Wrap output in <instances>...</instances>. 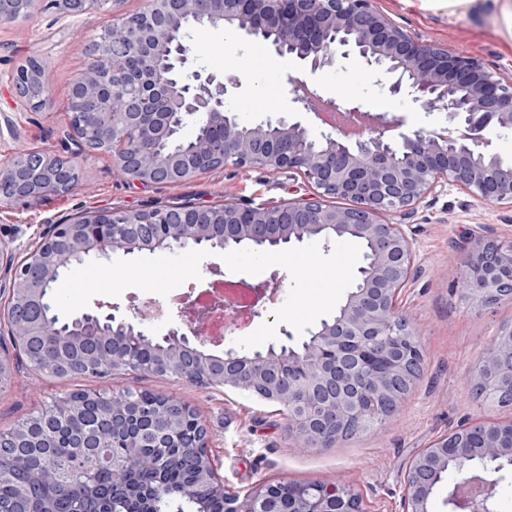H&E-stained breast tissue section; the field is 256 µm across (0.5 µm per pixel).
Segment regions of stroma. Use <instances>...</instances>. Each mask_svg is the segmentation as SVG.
<instances>
[{
  "label": "stroma",
  "instance_id": "35a3bbf8",
  "mask_svg": "<svg viewBox=\"0 0 512 512\" xmlns=\"http://www.w3.org/2000/svg\"><path fill=\"white\" fill-rule=\"evenodd\" d=\"M143 0H114L111 11L66 18L37 0L25 21L0 25V165L23 149L68 158L62 145L69 132L66 106L71 84L88 62V45L120 16L139 11ZM373 8L421 40L480 60L503 80L512 79V0H372ZM224 27H195L189 38L196 51L186 71L235 75L240 86L224 107L250 125L281 117L315 127L312 114L297 108L292 79L314 84L327 99L343 97L386 117H404L407 129L447 126L443 110L425 111L412 96L395 94L387 77L376 74L358 54L331 67L309 72L303 62L279 57L257 40H226ZM36 57L48 66L50 104L33 110L17 94L14 69ZM272 69H264V62ZM77 184L69 192L0 209V240L26 245L44 225L66 223L91 210H141L163 206L238 202L277 204L307 196L312 187L297 173H272L260 167L232 166L180 184H146L114 171L111 154L90 152L76 160ZM412 240L413 275L400 300L417 327L424 362L396 414L375 432L327 448H307L289 435L278 406L250 393L191 384L175 377L118 371L105 377L51 378L20 368L0 391V431L15 427L55 399L76 390H149L171 396L197 412L209 432L208 455L230 496H241L268 481L342 482L359 493L368 512H403L404 473L412 457L436 437L464 420L501 423L512 408L476 399L472 377L491 338L512 324V299L488 309L473 307L462 289V261L471 232L496 237L512 247V207L484 202L451 185L429 195L400 219ZM159 263L149 251H116L110 260L91 259L58 290L63 312L96 301L121 311L153 298L167 307L150 320L151 336L162 337L177 322L171 304L191 286L216 278L256 283L272 273L283 278L278 302L235 332L234 345L264 351L288 343L301 346L309 329L333 314L363 263L350 239L327 243L307 240L285 251L261 252L247 246L230 251L182 249Z\"/></svg>",
  "mask_w": 512,
  "mask_h": 512
}]
</instances>
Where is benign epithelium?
I'll use <instances>...</instances> for the list:
<instances>
[{"label":"benign epithelium","mask_w":512,"mask_h":512,"mask_svg":"<svg viewBox=\"0 0 512 512\" xmlns=\"http://www.w3.org/2000/svg\"><path fill=\"white\" fill-rule=\"evenodd\" d=\"M36 0H0V24L30 17ZM112 0H48L49 7L72 17L103 9ZM220 24L249 38L281 35L288 45L275 50L310 64L316 71L356 52L368 65L390 75L391 92L408 89L428 109L448 111V127L403 132L404 120L371 117L367 135L351 141L337 126L313 135L300 122L280 118L249 126L224 109L237 78L220 81L200 71L187 73L192 52L185 30L194 23ZM17 93L33 109L50 101L45 63L37 58L13 75ZM292 102L309 110L306 82L295 81ZM68 124L80 125L71 154L78 157L94 142L112 146L113 166L145 183L181 184L198 175L233 165L302 175L310 195L276 205L224 201L222 205L147 211L84 213L66 224H47L22 258L0 242V270L10 275L8 297L0 308V331L14 338L31 366L40 364L49 343L60 336L44 328V298L76 263L90 257L107 260L112 252L175 251L193 243L227 250L247 243L259 250L293 241L334 242L357 238L370 245L364 266L351 284L339 315L320 321L301 349L205 352L210 342L200 326L205 311L189 302L179 323L160 341L144 333L148 319L135 307L126 315L98 302L71 317L67 336L112 341V369L125 366L124 352L135 347L143 366L165 370L193 384L246 391L262 400L287 403L288 431L305 446L327 447L378 427L401 404L422 367V345L399 298L414 265L412 242L403 225L384 220L404 216L430 193L452 183L474 196L512 205V164L490 149L488 127L512 131V82L504 83L477 59L425 42L371 7L370 0H145L144 8L124 15L93 38L85 74L69 92ZM195 119L201 133L186 148L181 130ZM72 172L58 159L19 152L0 167V207L34 202L68 191ZM348 201L346 207L326 203ZM464 294L482 307L512 298V248L475 235L463 260ZM252 316L278 293V282L250 285ZM224 335L239 329L238 310L219 302ZM73 369L93 364V355L60 354ZM476 396L512 406V325L503 326L486 348L473 379ZM87 399L112 412V435L103 433L58 398L53 417L74 429V454L99 440L139 448H192L187 460L190 491L203 486L206 498L193 497L194 512H210L207 501L224 503V512H366L348 485L326 483L317 499L266 482L243 497L224 496V484L207 454L206 427L184 436V421L194 415L180 400L159 394L114 393ZM16 451L41 446L28 428L6 432ZM482 466V489L448 493L452 512H492L500 473L512 469V421L464 423L438 437L409 463L404 476V512H429L442 476L454 471L471 476Z\"/></svg>","instance_id":"obj_1"}]
</instances>
